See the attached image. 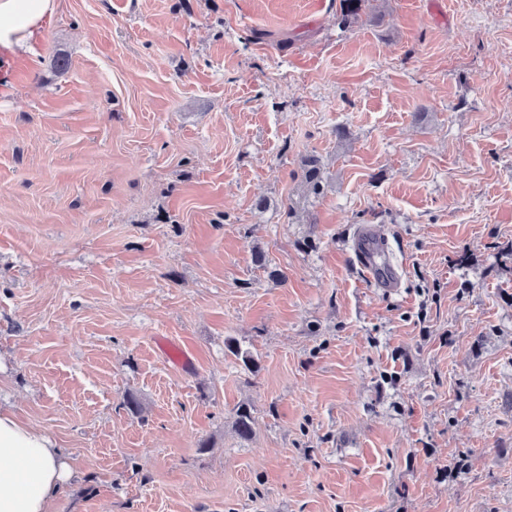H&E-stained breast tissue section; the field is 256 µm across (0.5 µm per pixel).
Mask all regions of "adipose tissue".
Instances as JSON below:
<instances>
[{
  "mask_svg": "<svg viewBox=\"0 0 512 512\" xmlns=\"http://www.w3.org/2000/svg\"><path fill=\"white\" fill-rule=\"evenodd\" d=\"M57 0H0V66L30 49ZM70 475L62 449L0 409V512H49Z\"/></svg>",
  "mask_w": 512,
  "mask_h": 512,
  "instance_id": "1",
  "label": "adipose tissue"
}]
</instances>
